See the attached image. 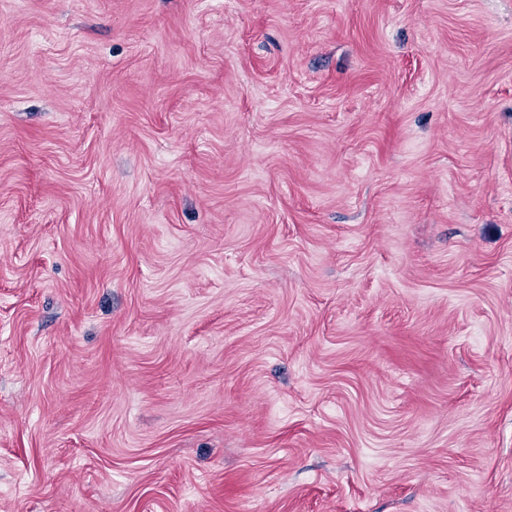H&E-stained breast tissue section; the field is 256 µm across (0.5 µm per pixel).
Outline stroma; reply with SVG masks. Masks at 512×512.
<instances>
[{"instance_id":"obj_1","label":"stroma","mask_w":512,"mask_h":512,"mask_svg":"<svg viewBox=\"0 0 512 512\" xmlns=\"http://www.w3.org/2000/svg\"><path fill=\"white\" fill-rule=\"evenodd\" d=\"M0 512H512V0H0Z\"/></svg>"}]
</instances>
